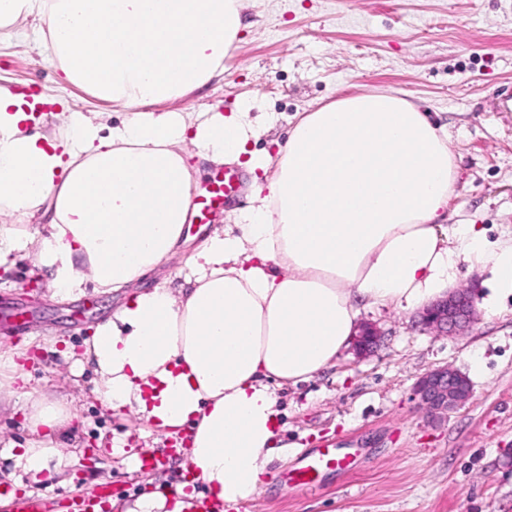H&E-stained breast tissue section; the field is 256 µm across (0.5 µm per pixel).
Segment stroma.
Here are the masks:
<instances>
[{
    "mask_svg": "<svg viewBox=\"0 0 512 512\" xmlns=\"http://www.w3.org/2000/svg\"><path fill=\"white\" fill-rule=\"evenodd\" d=\"M243 14L242 41L223 76L159 110L253 104L273 116L248 143L261 154L276 152L297 113L362 92L399 94L448 127L457 176L446 224L512 239V0H244ZM0 79L29 94L54 87L56 71L33 43H1ZM0 281V341L32 343L31 386L79 410L69 466L38 482L6 458L27 437L23 414L0 411V490L70 512L78 496L105 492L129 507L190 482L185 435L157 440L101 403L92 368L70 369L123 295L52 300L27 262L0 272ZM418 319L415 310L364 308L361 322L382 333L374 352L361 357L347 347L313 379L280 392L284 453L239 512H512V296L495 313L479 311L461 335H436ZM446 364L469 379L472 397L435 423L414 387ZM147 447L164 464L131 469L130 457ZM317 448L340 449L352 468L310 486L286 483L284 473Z\"/></svg>",
    "mask_w": 512,
    "mask_h": 512,
    "instance_id": "obj_1",
    "label": "stroma"
}]
</instances>
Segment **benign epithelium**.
I'll use <instances>...</instances> for the list:
<instances>
[{
    "label": "benign epithelium",
    "mask_w": 512,
    "mask_h": 512,
    "mask_svg": "<svg viewBox=\"0 0 512 512\" xmlns=\"http://www.w3.org/2000/svg\"><path fill=\"white\" fill-rule=\"evenodd\" d=\"M477 319L472 291L456 289L420 312V323L437 334L452 335L466 331ZM381 332L371 324L358 329L355 350L368 355L376 347ZM419 404L433 418H443L448 411L467 403L472 396L468 378L458 370L442 366L422 376L415 385Z\"/></svg>",
    "instance_id": "1"
}]
</instances>
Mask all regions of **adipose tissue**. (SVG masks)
<instances>
[{
	"label": "adipose tissue",
	"instance_id": "adipose-tissue-1",
	"mask_svg": "<svg viewBox=\"0 0 512 512\" xmlns=\"http://www.w3.org/2000/svg\"><path fill=\"white\" fill-rule=\"evenodd\" d=\"M243 29L241 0H0V40L34 41L60 87L129 112L106 130L68 106L35 132L52 96L0 83V268L31 261L55 298L119 293L190 246L187 145L267 174L236 233L192 246L185 286L126 298L79 360L110 409L166 436L191 431L194 479L230 512L282 451L278 390L332 364L363 306L433 301L463 262L492 274L487 311L512 294V243L443 224L456 160L447 131L407 99L358 93L303 113L273 158L248 155L264 125L247 109L155 111L223 73ZM39 214L48 223L29 231ZM24 358L0 351V406L27 411L15 462L36 479L68 466L78 411L28 388Z\"/></svg>",
	"mask_w": 512,
	"mask_h": 512
}]
</instances>
